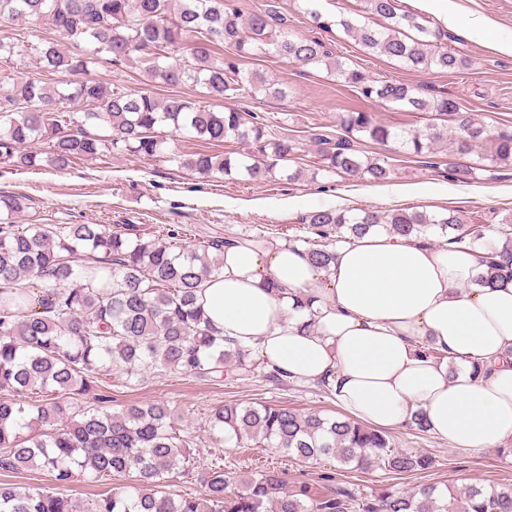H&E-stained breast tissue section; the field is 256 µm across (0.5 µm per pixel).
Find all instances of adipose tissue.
<instances>
[{
	"label": "adipose tissue",
	"mask_w": 512,
	"mask_h": 512,
	"mask_svg": "<svg viewBox=\"0 0 512 512\" xmlns=\"http://www.w3.org/2000/svg\"><path fill=\"white\" fill-rule=\"evenodd\" d=\"M481 272L475 251L377 230L337 244L325 271L301 246L240 237L202 303L267 370L326 385L357 420L418 417L453 449H499L512 438V283L476 285ZM298 296L310 311H294Z\"/></svg>",
	"instance_id": "ef3b65f1"
}]
</instances>
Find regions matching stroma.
Returning a JSON list of instances; mask_svg holds the SVG:
<instances>
[{
  "label": "stroma",
  "mask_w": 512,
  "mask_h": 512,
  "mask_svg": "<svg viewBox=\"0 0 512 512\" xmlns=\"http://www.w3.org/2000/svg\"><path fill=\"white\" fill-rule=\"evenodd\" d=\"M238 2L246 13L274 7L289 32L322 40L333 54L372 78L421 85L432 94L457 99L485 124L512 126V54L493 47L495 41L512 38V0H450L456 17L449 29L454 47L472 61L469 69L454 74L410 71L397 61L371 57L345 34L321 30L309 15L295 9L293 0ZM476 23L481 24L482 35L474 34L472 26ZM244 67L288 87L283 99L246 93L234 102L237 109L262 118L276 137L306 143L315 133L335 134L340 113L360 104L356 92L336 83L322 69L287 63L267 54L245 61ZM92 75L110 87L145 91L162 101L207 99L198 86L151 83L133 63L100 65L93 68ZM389 162L393 169L390 180L373 183L316 172L318 158L308 150L289 162V169L302 171L299 180L289 182L278 177H207L180 169L163 157L109 153L74 161L62 170L23 169L0 163V191L30 198L31 207L22 218L26 224H131L146 239L176 224L183 229L180 245L187 249L224 237L285 240L303 236L307 233L303 217L322 207L428 212L456 207L470 212L476 223L490 231L499 230L502 218L512 214V166L480 170L474 180L460 182L449 178L448 169L469 164L470 159L449 149L426 157L394 152ZM107 394L105 408L111 412L166 401L176 411L177 426L197 436L198 463L207 467L222 460L231 493L239 488L237 474L266 468L277 470L288 484H307L315 491L324 486L322 474L333 471L337 486L359 497L388 486L407 490L470 484L512 488V461L498 450H454L409 426L391 429L395 446L428 454L434 460L430 469L415 474L397 475L380 467L340 472L331 458L305 463L271 448L214 444L208 414L227 402H266L302 413L341 416V409L322 389L270 381L262 367L217 381L167 370L138 380L116 373Z\"/></svg>",
  "instance_id": "35a3bbf8"
}]
</instances>
